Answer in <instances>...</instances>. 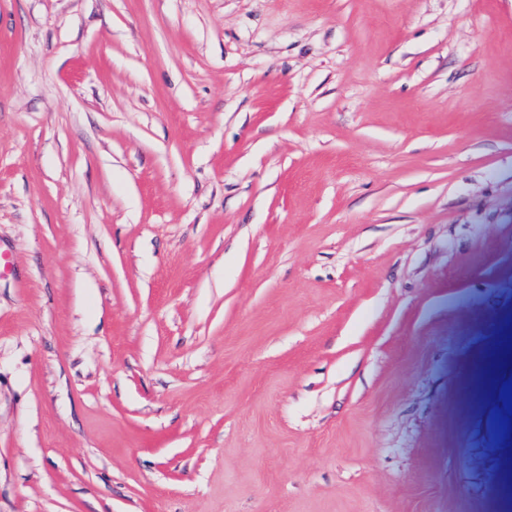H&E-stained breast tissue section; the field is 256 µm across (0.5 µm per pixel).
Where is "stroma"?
Instances as JSON below:
<instances>
[{
	"mask_svg": "<svg viewBox=\"0 0 512 512\" xmlns=\"http://www.w3.org/2000/svg\"><path fill=\"white\" fill-rule=\"evenodd\" d=\"M0 512H512V0H0Z\"/></svg>",
	"mask_w": 512,
	"mask_h": 512,
	"instance_id": "stroma-1",
	"label": "stroma"
}]
</instances>
